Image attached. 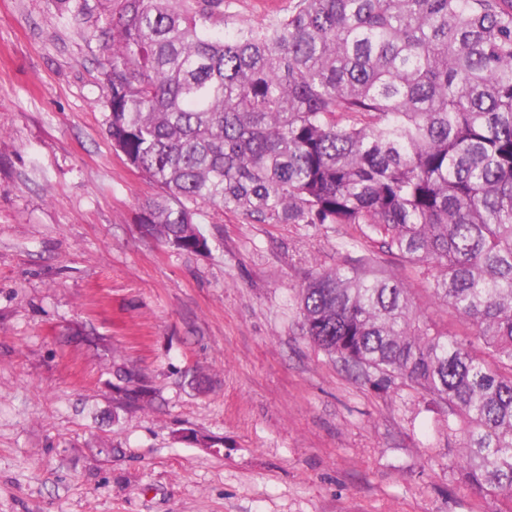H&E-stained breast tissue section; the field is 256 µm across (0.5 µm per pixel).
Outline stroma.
<instances>
[{"label":"stroma","mask_w":512,"mask_h":512,"mask_svg":"<svg viewBox=\"0 0 512 512\" xmlns=\"http://www.w3.org/2000/svg\"><path fill=\"white\" fill-rule=\"evenodd\" d=\"M78 2L71 20L0 0V512H497L462 483L446 412L303 333L306 272L368 254L358 227L206 207L208 251L145 233L158 188L105 134L92 32L114 4ZM121 363L150 405L122 406Z\"/></svg>","instance_id":"35a3bbf8"}]
</instances>
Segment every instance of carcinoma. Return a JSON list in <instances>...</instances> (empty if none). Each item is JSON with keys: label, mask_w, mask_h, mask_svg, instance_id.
I'll list each match as a JSON object with an SVG mask.
<instances>
[{"label": "carcinoma", "mask_w": 512, "mask_h": 512, "mask_svg": "<svg viewBox=\"0 0 512 512\" xmlns=\"http://www.w3.org/2000/svg\"><path fill=\"white\" fill-rule=\"evenodd\" d=\"M105 132L161 194L145 232L199 253L200 208L354 224L374 251L312 270L305 336L448 409L462 482L512 512V0H297L228 27L224 0H117ZM390 256L427 276L438 326ZM124 404L152 401L118 365Z\"/></svg>", "instance_id": "1"}]
</instances>
